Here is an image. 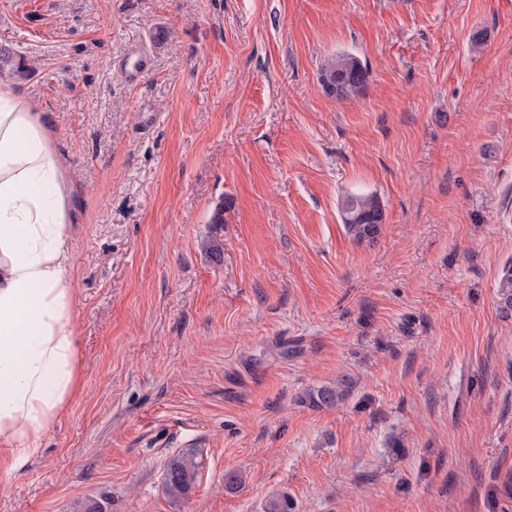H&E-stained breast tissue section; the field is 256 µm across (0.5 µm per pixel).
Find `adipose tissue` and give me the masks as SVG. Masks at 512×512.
I'll return each mask as SVG.
<instances>
[{
	"label": "adipose tissue",
	"instance_id": "obj_1",
	"mask_svg": "<svg viewBox=\"0 0 512 512\" xmlns=\"http://www.w3.org/2000/svg\"><path fill=\"white\" fill-rule=\"evenodd\" d=\"M46 113L0 80V448L17 470L78 384L73 178Z\"/></svg>",
	"mask_w": 512,
	"mask_h": 512
}]
</instances>
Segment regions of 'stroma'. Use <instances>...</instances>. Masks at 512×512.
Instances as JSON below:
<instances>
[{
  "label": "stroma",
  "instance_id": "obj_1",
  "mask_svg": "<svg viewBox=\"0 0 512 512\" xmlns=\"http://www.w3.org/2000/svg\"><path fill=\"white\" fill-rule=\"evenodd\" d=\"M0 53L76 185L80 377L0 512H512V0H0ZM370 70L359 57L341 52L322 70L320 80L324 91L339 101L356 98L369 81ZM343 225L356 243L374 242L382 231L384 214L377 194L348 193L340 200ZM346 380H338L333 386L311 389L305 394V402L313 408H330L341 403L348 393ZM200 463L193 454H182L172 458L165 470L164 486L174 498H184L192 491L198 476Z\"/></svg>",
  "mask_w": 512,
  "mask_h": 512
}]
</instances>
